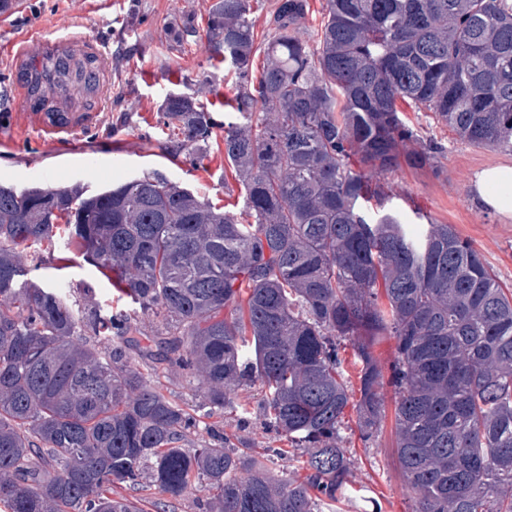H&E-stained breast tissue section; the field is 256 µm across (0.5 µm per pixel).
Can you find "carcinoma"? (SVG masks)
Here are the masks:
<instances>
[{
  "instance_id": "carcinoma-1",
  "label": "carcinoma",
  "mask_w": 512,
  "mask_h": 512,
  "mask_svg": "<svg viewBox=\"0 0 512 512\" xmlns=\"http://www.w3.org/2000/svg\"><path fill=\"white\" fill-rule=\"evenodd\" d=\"M308 0H276L257 53L250 0H214L207 40L239 81L224 157L244 211L217 208L159 173L101 192L81 183H0V508L139 512L112 486L150 482L199 512H334L353 469L340 429L363 440L385 417L372 348L396 340L395 454L412 512H512V293L449 224L412 234L381 179L432 167L401 116L434 114L465 143L512 155V0H326L318 40ZM89 56L55 67L79 84ZM172 156L216 123L172 93ZM376 199L370 214L363 204ZM112 274L120 306L77 316L62 288L27 279L26 250L59 234ZM155 334L142 344L137 314ZM111 343L103 357L87 338ZM352 348L359 398L339 368ZM201 380L234 407L259 386L260 415L304 474L274 479L226 435L194 441L196 418L129 363ZM310 4L309 14L305 24L301 29V36L310 44H313L317 32L321 28V22L324 17L325 0H308Z\"/></svg>"
}]
</instances>
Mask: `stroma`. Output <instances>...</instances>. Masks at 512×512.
<instances>
[{
  "instance_id": "1",
  "label": "stroma",
  "mask_w": 512,
  "mask_h": 512,
  "mask_svg": "<svg viewBox=\"0 0 512 512\" xmlns=\"http://www.w3.org/2000/svg\"><path fill=\"white\" fill-rule=\"evenodd\" d=\"M213 0H22L20 6L0 15V182L19 188L38 185L69 186L78 166L94 170L89 188L124 182L133 176L158 172L221 207L242 205L239 183L224 158L222 137L210 140L200 158L162 152L169 138L160 114L166 97L183 93L194 97L223 122L235 94V78L224 70V59L208 49L202 31ZM193 21L198 37L181 42L167 34L169 26ZM39 30L75 32L110 49L106 61L104 108H90L79 90H72L67 118L77 131L55 139L36 134L35 113L19 106L13 96L15 57L10 43L36 57ZM406 117L422 140L437 142L441 150L433 167H400L385 177L393 193L392 204L405 223L417 219L449 224L484 257L499 283L512 289V218L479 206L473 189L477 172L511 165L512 155L476 148L438 124L426 111L406 110ZM32 279L43 287L66 290L76 313L89 306L112 307V282L63 240L29 257ZM246 405L247 424L236 414L201 417L198 439H208L212 429L238 433L254 448L273 444L257 415L258 391L240 392ZM345 447L353 463V482L336 512H411L413 503L394 453V419L386 417L381 429L362 441L357 432L345 434ZM116 497L135 502L143 512H198L206 493L197 488L179 498L158 490L115 487Z\"/></svg>"
}]
</instances>
